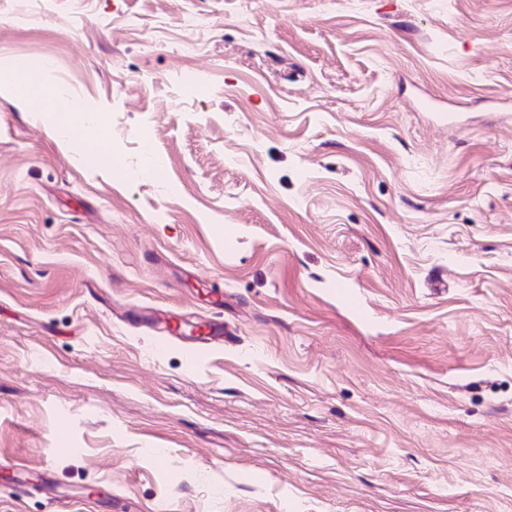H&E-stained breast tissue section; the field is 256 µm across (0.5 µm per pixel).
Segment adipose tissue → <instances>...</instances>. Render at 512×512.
Returning <instances> with one entry per match:
<instances>
[{"label": "adipose tissue", "instance_id": "adipose-tissue-1", "mask_svg": "<svg viewBox=\"0 0 512 512\" xmlns=\"http://www.w3.org/2000/svg\"><path fill=\"white\" fill-rule=\"evenodd\" d=\"M6 90L17 101L32 105L34 111L51 109L55 113L57 125L55 134L64 143L71 142L74 136H81L91 146L88 155L94 165L112 161L109 153L108 132L104 124L87 121L81 101L59 95L48 89L45 81L29 67L13 64L0 67V90Z\"/></svg>", "mask_w": 512, "mask_h": 512}]
</instances>
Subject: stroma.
<instances>
[{"mask_svg":"<svg viewBox=\"0 0 512 512\" xmlns=\"http://www.w3.org/2000/svg\"><path fill=\"white\" fill-rule=\"evenodd\" d=\"M11 61L112 163L0 95V512H512V0H0ZM6 90L17 101L33 106V112H43L45 104L55 112L57 125L55 134L63 143H69L74 135L80 134L81 139L93 146L88 158L93 165L112 163L109 153L108 132L103 123L87 121L86 112L81 101L73 97L62 96L48 89L45 80L36 75L29 67L12 64L0 67V90Z\"/></svg>","mask_w":512,"mask_h":512,"instance_id":"35a3bbf8","label":"stroma"}]
</instances>
